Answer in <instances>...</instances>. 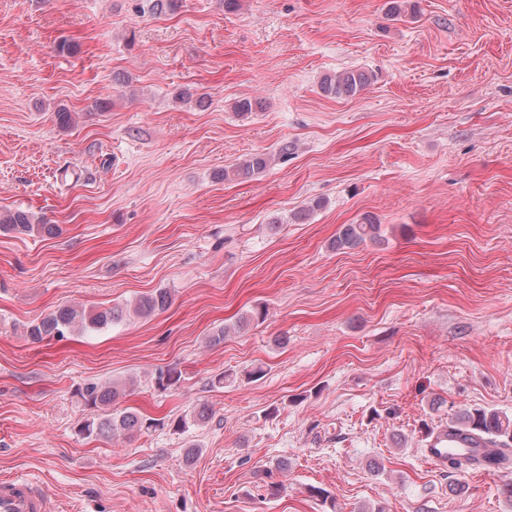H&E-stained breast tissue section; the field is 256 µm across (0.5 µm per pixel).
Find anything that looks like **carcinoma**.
Listing matches in <instances>:
<instances>
[{
  "label": "carcinoma",
  "mask_w": 512,
  "mask_h": 512,
  "mask_svg": "<svg viewBox=\"0 0 512 512\" xmlns=\"http://www.w3.org/2000/svg\"><path fill=\"white\" fill-rule=\"evenodd\" d=\"M374 75L363 70H346L332 76H326L320 83L323 93L330 98H349L360 93L367 87ZM263 108V103L255 99L242 98L232 105L233 112L240 117H248L253 112ZM295 150V145L284 141L275 154L257 152L240 160L233 166L224 169V180L247 179L265 172L275 159H286ZM55 224H37L32 215L23 210L10 211L0 214V232L5 234H38L53 235L56 233ZM381 237V225L367 217L360 224H344L336 233L332 247L339 249H354L367 242H373ZM172 302L171 292L159 288L141 296L131 308L112 306L103 309H86L75 305L63 304L44 318L30 323L25 335L34 343H40L47 338L63 339L75 334L98 332L123 321L133 314L147 318L158 312L167 310ZM266 312L262 307H254L243 313L237 320V328L245 329L253 323L265 318ZM182 373L174 367L160 370L155 377V385L160 391L178 387ZM124 394V387L114 382L112 384L88 383L78 389L77 395L85 406L102 408L113 405ZM210 408L202 404L188 418H179L173 422V427L185 432L191 426H199L209 421ZM165 425L160 419L148 418L141 413L123 409L113 410L112 413L91 417L79 427V433L86 437L115 438L130 436L144 430L156 429ZM446 428H459L479 438L487 448L512 447V414L494 408L477 406L461 410L456 416L448 419Z\"/></svg>",
  "instance_id": "obj_1"
}]
</instances>
